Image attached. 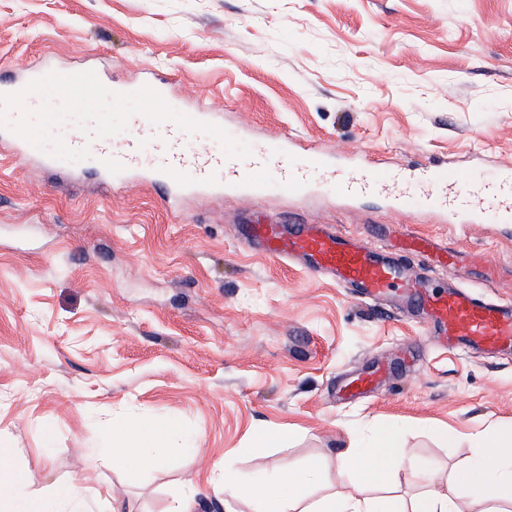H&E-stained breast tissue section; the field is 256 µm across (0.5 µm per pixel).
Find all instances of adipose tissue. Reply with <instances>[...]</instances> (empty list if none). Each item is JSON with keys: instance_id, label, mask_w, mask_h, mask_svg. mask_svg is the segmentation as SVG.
<instances>
[{"instance_id": "1", "label": "adipose tissue", "mask_w": 512, "mask_h": 512, "mask_svg": "<svg viewBox=\"0 0 512 512\" xmlns=\"http://www.w3.org/2000/svg\"><path fill=\"white\" fill-rule=\"evenodd\" d=\"M475 454L448 478L447 490L430 489L402 498L393 482L399 473L413 469L406 452L391 445L383 429L366 441L346 448L336 457L340 476L356 475L357 483L345 490L312 498L325 485L327 475L317 463L275 478L238 481L222 477L224 499L252 507L253 512H460L458 490H465L482 512H512V429L490 422L472 435ZM106 456L117 470L155 463L149 428L131 424L113 436ZM29 477L11 465L9 449L0 448V512H89L88 489L81 484L58 488L52 484L34 490Z\"/></svg>"}]
</instances>
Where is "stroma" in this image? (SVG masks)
I'll return each mask as SVG.
<instances>
[{
	"instance_id": "35a3bbf8",
	"label": "stroma",
	"mask_w": 512,
	"mask_h": 512,
	"mask_svg": "<svg viewBox=\"0 0 512 512\" xmlns=\"http://www.w3.org/2000/svg\"><path fill=\"white\" fill-rule=\"evenodd\" d=\"M99 61L105 82L171 73L185 101L253 142L282 131L334 157L369 152L485 170L512 165V0H0V74ZM152 185H104L0 154V444L35 486L80 480L137 512H168L185 481L197 512H225L215 467L242 481L338 451L376 427L445 488L469 434L512 421V354L446 351L390 301H358L236 239L252 214L368 235L395 225L459 254L427 268L512 302V224H443L380 198L203 194L167 210ZM387 375L362 399L346 380ZM161 431L158 467L89 469L105 429ZM291 429L258 448L264 432Z\"/></svg>"
}]
</instances>
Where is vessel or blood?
I'll return each instance as SVG.
<instances>
[{
	"instance_id": "obj_1",
	"label": "vessel or blood",
	"mask_w": 512,
	"mask_h": 512,
	"mask_svg": "<svg viewBox=\"0 0 512 512\" xmlns=\"http://www.w3.org/2000/svg\"><path fill=\"white\" fill-rule=\"evenodd\" d=\"M172 82L171 76L148 71L138 82L116 88L89 64L46 67L0 83V96L39 104L62 101L65 111L50 115L59 136L46 144L28 112H1L0 131L13 156L59 172L81 169L104 183L128 176L164 183L163 203L171 211L190 194L304 197L320 185L344 201L382 196L400 211L439 213L451 224H512L511 166L490 174L473 167L462 174L431 163L392 170L360 155L333 163L316 149H297L285 133L261 141L243 157L231 148L212 149V141L224 137L223 123L207 106L187 109L170 95ZM106 95L112 98L110 113L99 107ZM238 236L267 258L298 262L363 300L399 294L405 312L428 316L432 334L443 338L445 348L512 349L511 303L479 298L460 287L436 289L411 268L413 257L432 266L453 264L454 254L436 238L405 226L381 252L330 224L262 220L239 226ZM380 377L377 371L353 377L345 393L363 397Z\"/></svg>"
}]
</instances>
